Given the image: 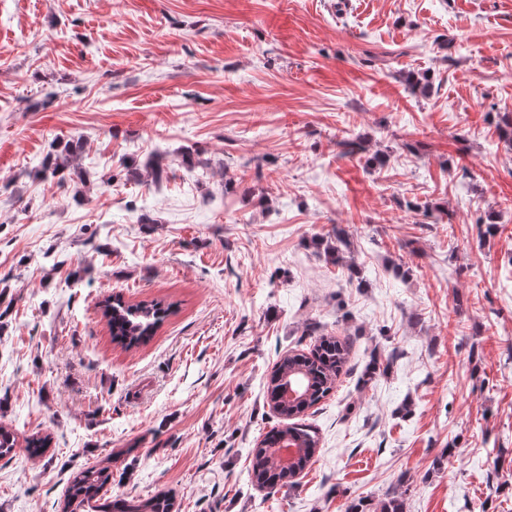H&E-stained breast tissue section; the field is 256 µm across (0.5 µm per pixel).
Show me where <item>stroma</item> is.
Returning <instances> with one entry per match:
<instances>
[{"label": "stroma", "instance_id": "35a3bbf8", "mask_svg": "<svg viewBox=\"0 0 512 512\" xmlns=\"http://www.w3.org/2000/svg\"><path fill=\"white\" fill-rule=\"evenodd\" d=\"M506 113L512 0H0V419L53 438L0 459V512L105 464L178 512H512ZM155 153L161 183L120 178ZM116 294L171 312L127 350ZM323 334L351 350L316 454L258 490L267 380ZM80 149L79 140L68 141L66 143H60L55 148V153L50 155L47 159L40 175L43 178H47L48 175L55 177L62 174L61 179L64 178V171H66L72 163L76 160L78 150ZM349 246L350 243L346 232L341 228H337L334 232V244L332 243V239L330 242L327 241L324 252L332 263H335L336 265L344 264L349 266V261L346 260V254L349 252Z\"/></svg>", "mask_w": 512, "mask_h": 512}]
</instances>
